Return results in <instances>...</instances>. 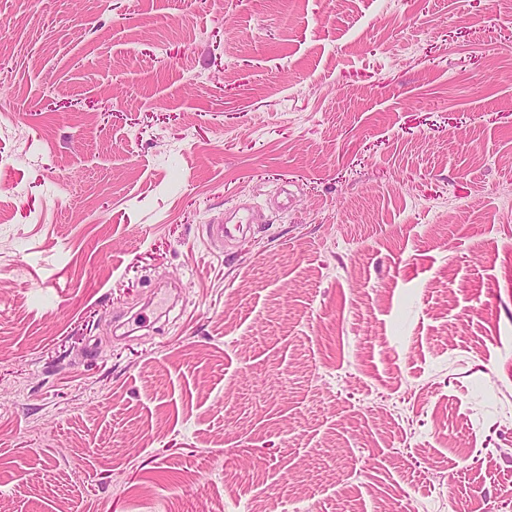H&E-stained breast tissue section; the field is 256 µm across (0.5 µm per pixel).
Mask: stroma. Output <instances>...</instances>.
Returning <instances> with one entry per match:
<instances>
[{"instance_id": "35a3bbf8", "label": "stroma", "mask_w": 512, "mask_h": 512, "mask_svg": "<svg viewBox=\"0 0 512 512\" xmlns=\"http://www.w3.org/2000/svg\"><path fill=\"white\" fill-rule=\"evenodd\" d=\"M0 201V512H512V0H0Z\"/></svg>"}]
</instances>
